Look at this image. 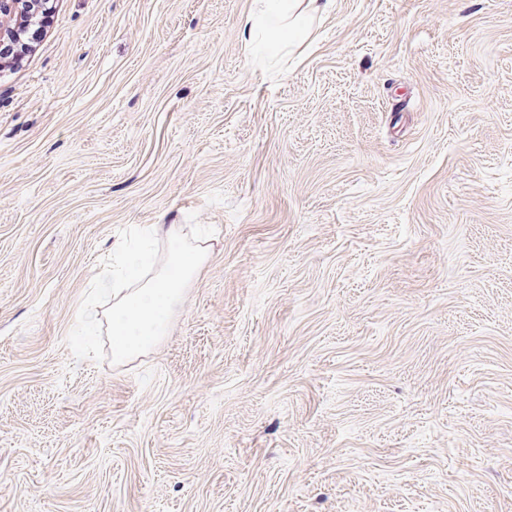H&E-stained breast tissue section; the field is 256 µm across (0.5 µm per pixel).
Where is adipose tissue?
Returning a JSON list of instances; mask_svg holds the SVG:
<instances>
[{"label": "adipose tissue", "mask_w": 512, "mask_h": 512, "mask_svg": "<svg viewBox=\"0 0 512 512\" xmlns=\"http://www.w3.org/2000/svg\"><path fill=\"white\" fill-rule=\"evenodd\" d=\"M335 0H266L264 9L246 17L250 30L271 32L260 50L277 54L306 41L310 21L329 14ZM114 250L122 261L123 274L105 267L96 278L98 293L110 295L112 305L102 309L89 303L81 311L82 322L91 329L108 327L112 358L125 362L146 355L165 336L173 310L183 300L186 284L206 260L205 245L172 251L149 273H142L144 256L122 243Z\"/></svg>", "instance_id": "1"}]
</instances>
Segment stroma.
Segmentation results:
<instances>
[{"instance_id":"35a3bbf8","label":"stroma","mask_w":512,"mask_h":512,"mask_svg":"<svg viewBox=\"0 0 512 512\" xmlns=\"http://www.w3.org/2000/svg\"><path fill=\"white\" fill-rule=\"evenodd\" d=\"M53 0L0 66V512H512V0ZM203 232L80 350L116 242ZM267 4L258 14L246 17L252 40L256 30L273 33L271 40H262L259 49L251 44L253 57L259 52L277 54L288 47H294L306 41L311 34L310 20L316 16L327 15L335 7V0H264ZM206 244L193 250H174L159 265L128 282L127 272H138L144 263L140 251L116 243L113 251L122 261L123 273L103 267L96 278V290L112 295V306L101 309L84 306L81 321L91 329L108 324L112 336V359L125 362L146 355L166 335L173 310L183 300L186 284L206 260Z\"/></svg>"}]
</instances>
